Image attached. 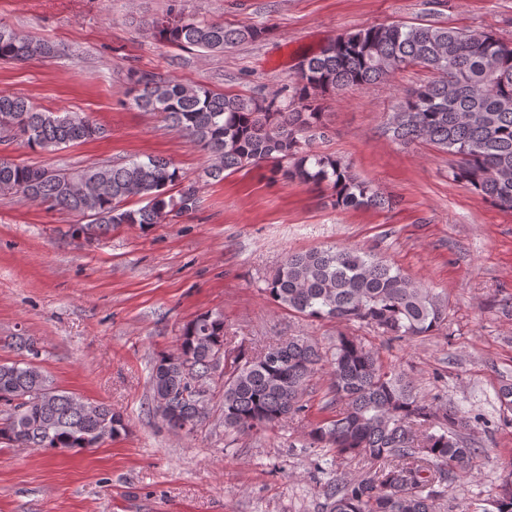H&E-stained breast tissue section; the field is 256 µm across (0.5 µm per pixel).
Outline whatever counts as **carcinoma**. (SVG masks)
<instances>
[{"label": "carcinoma", "instance_id": "1", "mask_svg": "<svg viewBox=\"0 0 512 512\" xmlns=\"http://www.w3.org/2000/svg\"><path fill=\"white\" fill-rule=\"evenodd\" d=\"M148 26L170 44L213 54L266 34L254 24L200 19L182 0H172ZM53 53L47 42L0 27L1 60ZM409 67L432 79L407 90L383 133L402 144L429 143L453 157V181L512 212V41L491 31L372 25L338 34L304 55L300 70L270 97L217 93L160 72L134 74L130 96L137 108L164 115L207 152L205 174L214 181L226 172L267 166L276 177L329 190L339 210H383L391 198L312 143L325 136L327 96L385 83ZM3 131L46 153L102 134L77 113L41 111L25 97L0 94ZM0 193L88 218L70 225L68 234L93 240L121 224L149 229L198 204L195 183L162 157L83 169L0 159ZM133 200L139 207H129ZM264 291L307 319L370 327L390 340L427 338L448 322V304L432 289L361 247L291 252L265 280ZM12 345L22 358L0 361V444L87 450L126 431L112 406L55 386L38 363L42 350L34 339L14 336ZM221 364L224 428L236 434L301 417L309 382L327 368L334 414L309 423L305 447L327 448L365 471L324 483L326 512H436L450 485L473 476L480 449L464 437L470 417L418 396L358 337L340 335L323 349L305 336H290L250 356L228 335L224 318L208 312L184 327L175 351L154 360V410L169 429L190 436L206 422L208 381Z\"/></svg>", "mask_w": 512, "mask_h": 512}]
</instances>
